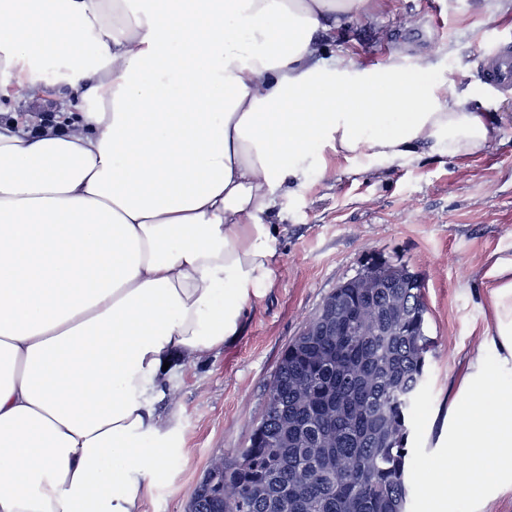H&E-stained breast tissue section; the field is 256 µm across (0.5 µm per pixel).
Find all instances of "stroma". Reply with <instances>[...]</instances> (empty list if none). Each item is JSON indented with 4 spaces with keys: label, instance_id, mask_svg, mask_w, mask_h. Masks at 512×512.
<instances>
[{
    "label": "stroma",
    "instance_id": "1",
    "mask_svg": "<svg viewBox=\"0 0 512 512\" xmlns=\"http://www.w3.org/2000/svg\"><path fill=\"white\" fill-rule=\"evenodd\" d=\"M512 41V0H373L338 17L324 43L366 67H427L467 108L487 113L489 145L466 158L430 153L389 170L360 175L332 161L280 199L272 221L273 284L245 306L241 331L223 351L177 370L174 391L156 410L170 420L175 444L147 487L142 512H186L211 461L245 447L255 429L283 348L338 284L379 256L419 273L433 347L408 446L414 465L408 512H428L415 467L447 457L448 413L470 360L488 352L494 312L486 285L512 260V96L485 85L486 42ZM53 64L29 79L51 89L18 112L33 120L61 111L65 89Z\"/></svg>",
    "mask_w": 512,
    "mask_h": 512
}]
</instances>
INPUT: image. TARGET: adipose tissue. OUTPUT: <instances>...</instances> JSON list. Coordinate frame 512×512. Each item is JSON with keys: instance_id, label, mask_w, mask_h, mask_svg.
I'll return each instance as SVG.
<instances>
[{"instance_id": "ef3b65f1", "label": "adipose tissue", "mask_w": 512, "mask_h": 512, "mask_svg": "<svg viewBox=\"0 0 512 512\" xmlns=\"http://www.w3.org/2000/svg\"><path fill=\"white\" fill-rule=\"evenodd\" d=\"M0 0V99L67 86L59 127L0 117V512H141L172 429L167 362L238 336L274 277L271 215L328 156L398 167L493 138L428 74L322 59L364 0ZM493 357L469 365L436 512L512 482V262L489 290Z\"/></svg>"}]
</instances>
